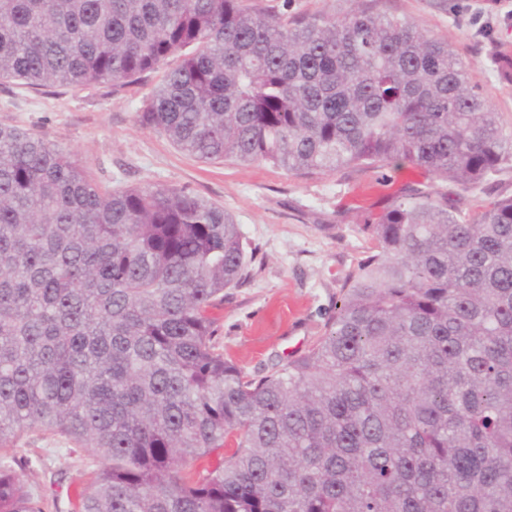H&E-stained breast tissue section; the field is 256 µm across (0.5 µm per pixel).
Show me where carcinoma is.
<instances>
[{
	"label": "carcinoma",
	"mask_w": 512,
	"mask_h": 512,
	"mask_svg": "<svg viewBox=\"0 0 512 512\" xmlns=\"http://www.w3.org/2000/svg\"><path fill=\"white\" fill-rule=\"evenodd\" d=\"M171 60L137 119L190 155L410 164L450 189L408 185L365 217L374 251L325 336L255 380L214 341L248 267L223 208L103 189L0 126V512H44L10 453L25 428L99 463L81 512H512V195L461 209L512 136L464 63L361 8L0 0V81L116 92Z\"/></svg>",
	"instance_id": "1"
}]
</instances>
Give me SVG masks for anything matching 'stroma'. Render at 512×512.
<instances>
[{
	"label": "stroma",
	"mask_w": 512,
	"mask_h": 512,
	"mask_svg": "<svg viewBox=\"0 0 512 512\" xmlns=\"http://www.w3.org/2000/svg\"><path fill=\"white\" fill-rule=\"evenodd\" d=\"M289 13L342 14L361 6L415 22L447 41L488 105L512 133V82L498 76L503 47H512V0H261ZM163 78L156 71L120 92L110 86L32 89L0 83V125L44 136L69 152L88 176L109 188L164 186L192 191L224 208L253 251L250 276L225 289L214 309L215 340L249 376H263L293 354H305L327 330L349 272L369 253L366 215L409 184L444 185L424 169L353 168L300 178L265 162H205L141 126L143 100ZM16 457L25 484L77 512L93 469L86 452L64 438L19 432Z\"/></svg>",
	"instance_id": "1"
}]
</instances>
